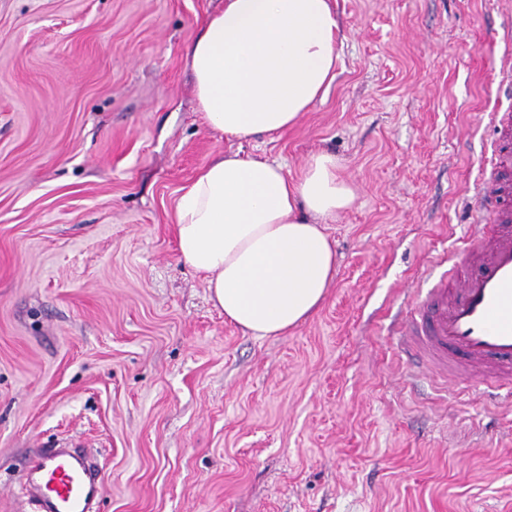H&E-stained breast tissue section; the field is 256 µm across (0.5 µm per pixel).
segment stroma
<instances>
[{"instance_id":"obj_1","label":"stroma","mask_w":512,"mask_h":512,"mask_svg":"<svg viewBox=\"0 0 512 512\" xmlns=\"http://www.w3.org/2000/svg\"><path fill=\"white\" fill-rule=\"evenodd\" d=\"M222 0H0V512L44 448L98 512H512V400L402 358L406 294L469 229L507 0H336L340 61L295 128L238 143L184 46ZM242 149L339 160L336 275L287 335L228 322L179 258L182 186Z\"/></svg>"}]
</instances>
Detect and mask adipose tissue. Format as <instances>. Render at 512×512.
<instances>
[{
  "label": "adipose tissue",
  "mask_w": 512,
  "mask_h": 512,
  "mask_svg": "<svg viewBox=\"0 0 512 512\" xmlns=\"http://www.w3.org/2000/svg\"><path fill=\"white\" fill-rule=\"evenodd\" d=\"M333 0H224L186 48L197 106L238 142L294 128L336 78ZM335 156L318 153L292 177L235 151L180 190V259L216 308L253 335L283 336L321 305L336 274L323 224L351 207Z\"/></svg>",
  "instance_id": "adipose-tissue-1"
}]
</instances>
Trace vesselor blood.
I'll list each match as a JSON object with an SVG mask.
<instances>
[{"instance_id": "b4317fda", "label": "vessel or blood", "mask_w": 512, "mask_h": 512, "mask_svg": "<svg viewBox=\"0 0 512 512\" xmlns=\"http://www.w3.org/2000/svg\"><path fill=\"white\" fill-rule=\"evenodd\" d=\"M501 40L496 74L512 86V20ZM485 118L497 138L475 189V230L447 274L417 297L400 347L443 383L468 380L512 397V112L494 106ZM22 491L37 512H90L103 481L86 456L56 445L29 464Z\"/></svg>"}]
</instances>
